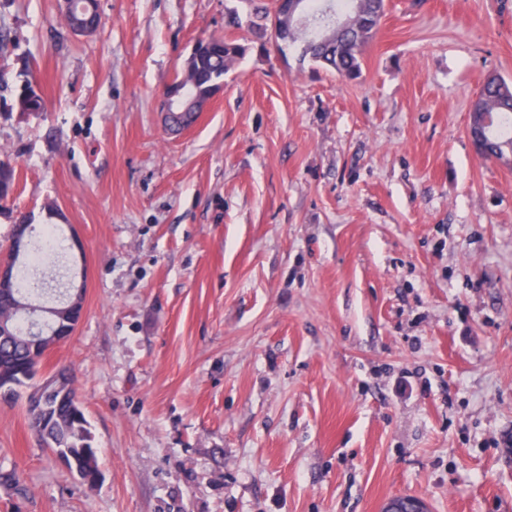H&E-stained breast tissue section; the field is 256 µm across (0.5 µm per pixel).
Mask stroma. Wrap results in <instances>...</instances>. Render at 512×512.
<instances>
[{
    "instance_id": "35a3bbf8",
    "label": "stroma",
    "mask_w": 512,
    "mask_h": 512,
    "mask_svg": "<svg viewBox=\"0 0 512 512\" xmlns=\"http://www.w3.org/2000/svg\"><path fill=\"white\" fill-rule=\"evenodd\" d=\"M0 0V256L28 213L83 250L70 369L87 489L0 403V512H512V168L469 104L512 80V0H388L360 78L281 55L246 0ZM245 45L197 122L196 41ZM39 95L46 108L24 112Z\"/></svg>"
}]
</instances>
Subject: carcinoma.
<instances>
[{"instance_id":"cac0c4a2","label":"carcinoma","mask_w":512,"mask_h":512,"mask_svg":"<svg viewBox=\"0 0 512 512\" xmlns=\"http://www.w3.org/2000/svg\"><path fill=\"white\" fill-rule=\"evenodd\" d=\"M303 10L313 22L311 26L293 24L287 13L276 11L275 3L262 9L264 29L278 51L296 47L302 58L323 63L336 76L355 80L361 76L364 56L377 35L386 12V0H303ZM246 51L244 45L223 37L209 36L199 40L186 71L174 82L172 90L184 100L209 98L224 79V73ZM487 113L491 119L494 138L512 144V82L497 76L483 81L471 101L469 122H477V115ZM19 293L33 301L45 294L37 281L16 280ZM15 331L0 336V400L11 404L38 387L35 383L40 364L26 334L29 315L11 312ZM49 419L42 425L34 424L35 413L26 410L30 427L45 446L67 448L73 456V470L86 483L94 482L99 470L98 451L90 444V432L84 409L75 388L68 396L47 398Z\"/></svg>"}]
</instances>
